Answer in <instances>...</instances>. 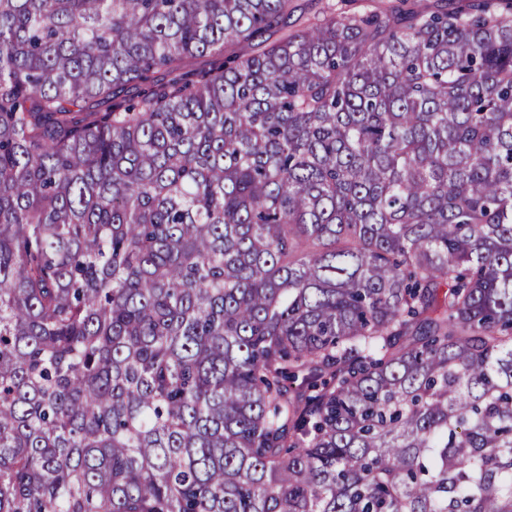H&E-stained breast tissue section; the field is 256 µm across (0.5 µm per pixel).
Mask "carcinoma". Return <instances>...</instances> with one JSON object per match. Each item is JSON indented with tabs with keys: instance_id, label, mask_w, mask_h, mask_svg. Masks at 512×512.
<instances>
[{
	"instance_id": "cac0c4a2",
	"label": "carcinoma",
	"mask_w": 512,
	"mask_h": 512,
	"mask_svg": "<svg viewBox=\"0 0 512 512\" xmlns=\"http://www.w3.org/2000/svg\"><path fill=\"white\" fill-rule=\"evenodd\" d=\"M292 14L0 0V512H512V0Z\"/></svg>"
}]
</instances>
